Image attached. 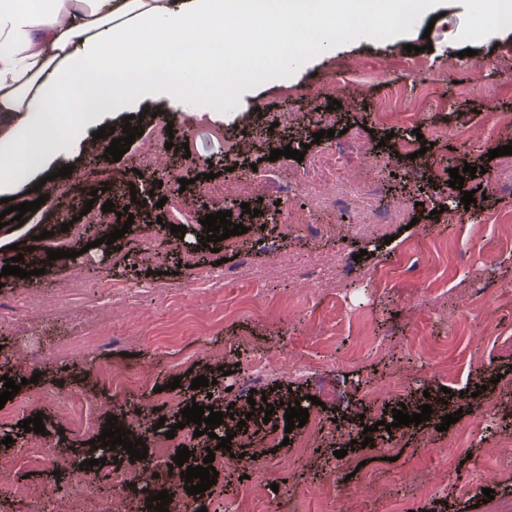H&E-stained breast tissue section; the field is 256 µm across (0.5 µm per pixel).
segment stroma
Instances as JSON below:
<instances>
[{
	"label": "stroma",
	"instance_id": "obj_1",
	"mask_svg": "<svg viewBox=\"0 0 512 512\" xmlns=\"http://www.w3.org/2000/svg\"><path fill=\"white\" fill-rule=\"evenodd\" d=\"M470 50L468 67L448 56ZM397 93L396 109L418 115V125L380 123L387 90ZM319 91L322 108L310 111L309 97ZM340 108H332V101ZM262 112H255V105ZM190 97L171 106L162 89L152 88L124 108L110 113L105 125L123 117H141L143 137L160 123L187 135L190 154L167 150L170 175L187 179L184 192L171 184L155 187L156 197L179 201L189 214L187 231L173 243L168 208L135 216L117 255L103 254L94 242L100 225H87L72 243V258L47 260L35 249L34 236L58 221L59 214L79 215L89 198L113 202L123 211L130 189L129 160L89 161L78 151L66 158L75 173L66 177L70 192L25 214L24 222L0 227V268L11 258V245L32 250L27 278L6 276L0 304L11 305L23 291L39 290V302L24 319L53 317L39 341L44 349L30 363L26 338L13 325H0V353L10 358L9 378L23 386L0 413V457L12 461V484L35 488L64 486L66 459L89 452V433L60 419L57 408L37 401L50 389L83 394L99 418L121 413L112 390L98 377L94 360L125 356L135 380L126 393L145 414L146 426L181 422L186 405L231 404L234 367H247L258 348L283 365L302 367L294 375H270L268 401L276 405L269 421L247 420L244 446L234 454L253 456L254 467L269 458L288 460L277 488H264L265 512H334L316 491L325 471L357 431L358 413L384 420L386 407L446 401L459 419L441 430L440 415L419 425L378 429L373 445L355 448L357 461L373 471L371 487L357 483L338 489L343 512H390L396 499L408 497L414 512H499L512 500V233L501 217L512 213V155L489 158V150L512 143V125L498 123L512 113V30L495 29L474 0H437L434 15L396 20L392 38L346 31L335 46L307 60L298 78L265 81L260 75L240 85L224 107L222 121L198 115ZM163 119H156V112ZM296 113L299 124L276 127L280 113ZM224 140L210 137L214 128ZM358 136L368 147L355 170L358 182L376 184L375 194L346 209L312 206L306 191L282 193V184L306 181V163L270 160L271 149L308 144L309 155L330 143ZM431 146L410 159L401 148L416 136ZM244 145L226 159L225 140ZM476 167L462 189L451 188L449 169L461 160ZM110 166L106 191L90 195L80 187L90 165ZM272 175L275 189L257 195L244 189L256 174ZM481 190L469 209L448 216L442 198L460 200ZM232 202H225V193ZM404 203L401 222L374 224L370 218L390 201ZM231 210L244 234L220 241L218 252L203 248L206 214ZM151 243L144 259L143 241ZM313 271L316 280L300 279ZM110 276L132 288L125 301L104 305L94 330L74 327L56 316L58 307H80L92 299V287ZM277 303L276 314L257 317L227 306L245 292ZM213 384L192 388L194 377ZM177 388H168L171 380ZM300 401L319 417L322 429H287L278 400ZM41 414L45 440L58 449L50 468L22 457L26 438L20 423ZM289 438L273 455L262 454L267 428ZM12 444H5V437ZM493 489V500L483 498Z\"/></svg>",
	"mask_w": 512,
	"mask_h": 512
}]
</instances>
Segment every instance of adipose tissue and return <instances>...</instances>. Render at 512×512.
<instances>
[{
	"label": "adipose tissue",
	"instance_id": "ef3b65f1",
	"mask_svg": "<svg viewBox=\"0 0 512 512\" xmlns=\"http://www.w3.org/2000/svg\"><path fill=\"white\" fill-rule=\"evenodd\" d=\"M435 0H0V198L16 189L15 175L34 158L51 165L55 153L80 146L72 131L139 97L149 84L162 85L172 102L197 97L210 119L240 83L253 73L277 79L278 65L241 63L249 54L238 37L242 22L285 15L295 25L276 31L274 41L292 56H314L336 39L335 27L308 34L300 21L308 13L330 16L381 12L385 21L406 13L430 12ZM146 36L127 44L133 31ZM224 49L219 78L188 82L195 71L183 62L177 73L158 68L161 56H174L185 43ZM53 113L43 126L44 113Z\"/></svg>",
	"mask_w": 512,
	"mask_h": 512
}]
</instances>
